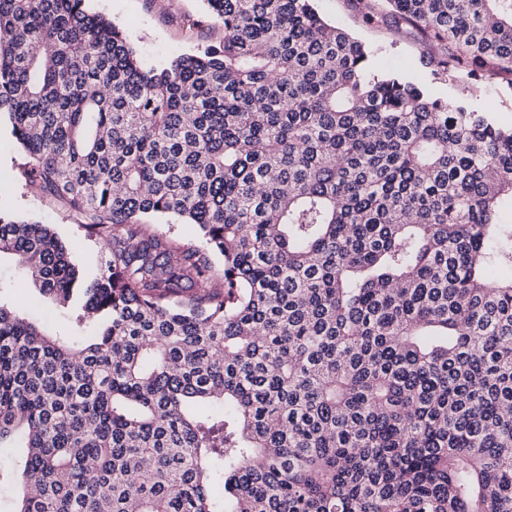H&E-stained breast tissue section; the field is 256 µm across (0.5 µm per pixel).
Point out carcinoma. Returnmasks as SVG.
<instances>
[{
    "label": "carcinoma",
    "mask_w": 512,
    "mask_h": 512,
    "mask_svg": "<svg viewBox=\"0 0 512 512\" xmlns=\"http://www.w3.org/2000/svg\"><path fill=\"white\" fill-rule=\"evenodd\" d=\"M203 2L222 40L147 67L88 0H0L25 186L108 248L85 280L0 212V259L97 320L0 281L3 512H512V124L374 73L313 0ZM351 2L512 81V0ZM0 278L11 282L13 288L9 292L16 306L37 315L41 321H48L50 327L58 325L66 330L78 315L75 307L62 308L42 296L31 278L23 275L11 261L2 259Z\"/></svg>",
    "instance_id": "cac0c4a2"
}]
</instances>
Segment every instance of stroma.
I'll return each mask as SVG.
<instances>
[{
	"mask_svg": "<svg viewBox=\"0 0 512 512\" xmlns=\"http://www.w3.org/2000/svg\"><path fill=\"white\" fill-rule=\"evenodd\" d=\"M89 6L119 27L139 58L150 66L168 63L179 54L218 42L223 36L220 27L207 23L191 33L185 29L184 19L201 13L202 0H167L162 8L157 7L155 0H90ZM315 7L328 22L370 47L377 73L400 74L427 88L432 96L470 100L495 112L501 123H512V87L505 80H490L478 74L447 82L437 79L419 63L425 42L415 27L391 23L365 25L355 15L350 0H315ZM26 161L11 133L8 118L1 117L0 211L50 225L67 250L81 258V277H93L103 242L85 236L74 216L59 202L28 191L22 177ZM0 278L11 282V298L22 310L53 327L65 329L74 321L75 308L59 307L42 296L31 278L23 275L13 262H0Z\"/></svg>",
	"mask_w": 512,
	"mask_h": 512,
	"instance_id": "35a3bbf8",
	"label": "stroma"
}]
</instances>
